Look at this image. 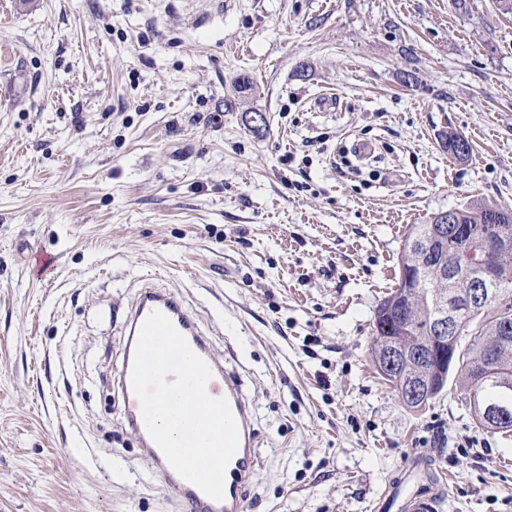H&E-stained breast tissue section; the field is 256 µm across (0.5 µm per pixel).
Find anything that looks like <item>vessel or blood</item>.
Masks as SVG:
<instances>
[{
	"label": "vessel or blood",
	"instance_id": "b4317fda",
	"mask_svg": "<svg viewBox=\"0 0 512 512\" xmlns=\"http://www.w3.org/2000/svg\"><path fill=\"white\" fill-rule=\"evenodd\" d=\"M155 310L162 312L171 320L174 327L186 338L191 349L206 362L212 371V378L208 384L209 394L216 398H225L236 417L239 447L225 471L222 500L211 499L173 470L162 451L149 437L140 403L132 391L130 376L133 350L143 321ZM126 331L128 350L120 374V387L124 394L128 421L156 469L163 473L168 487L190 512H243L247 488L258 465L256 437L247 423L250 405L240 392L231 389L229 373L213 358L195 318L188 313L178 298L148 284L143 287L140 298L126 322ZM405 482V475H398L393 484L380 496L374 512H390L396 505L400 506L402 512H439L440 500L427 486L422 485L409 492L405 489Z\"/></svg>",
	"mask_w": 512,
	"mask_h": 512
}]
</instances>
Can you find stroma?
I'll return each mask as SVG.
<instances>
[{
    "instance_id": "1",
    "label": "stroma",
    "mask_w": 512,
    "mask_h": 512,
    "mask_svg": "<svg viewBox=\"0 0 512 512\" xmlns=\"http://www.w3.org/2000/svg\"><path fill=\"white\" fill-rule=\"evenodd\" d=\"M485 202L512 208L498 0H0V512H181L117 385L148 282L250 403L244 512H370L414 456L441 512H512V432L453 384L408 410L369 351L411 225Z\"/></svg>"
}]
</instances>
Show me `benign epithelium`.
<instances>
[{"label": "benign epithelium", "mask_w": 512, "mask_h": 512, "mask_svg": "<svg viewBox=\"0 0 512 512\" xmlns=\"http://www.w3.org/2000/svg\"><path fill=\"white\" fill-rule=\"evenodd\" d=\"M443 216L448 223L440 225L437 235L412 241L411 247L421 249V256L408 273V281L416 286L423 284L433 270L450 273L448 298L437 299L431 305V342L411 351L403 347L398 337L391 336V323L375 324L378 336L390 342L379 353L380 367L396 371L402 360L410 357L423 365L424 375L403 386L402 395L407 400L429 397L447 386L448 369L456 361L448 336L457 328L460 308L476 313L501 312L495 329L496 344L504 350L512 347V321L504 314L506 299L497 289L498 266L512 253L508 238L497 224H457L452 209L443 212ZM458 281L464 283L461 292L454 290Z\"/></svg>", "instance_id": "obj_1"}]
</instances>
